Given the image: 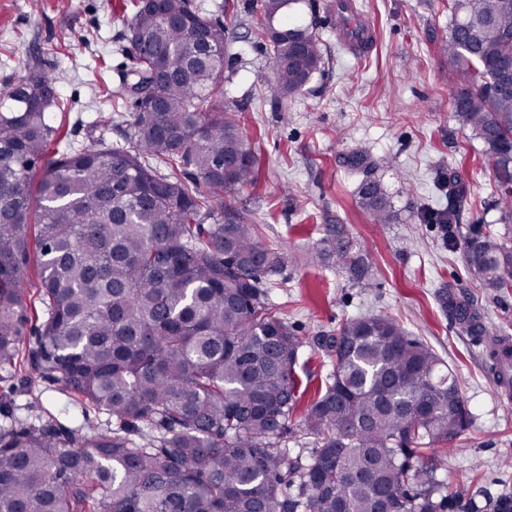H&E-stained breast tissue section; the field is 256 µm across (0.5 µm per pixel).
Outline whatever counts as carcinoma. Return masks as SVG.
Here are the masks:
<instances>
[{"label": "carcinoma", "instance_id": "carcinoma-1", "mask_svg": "<svg viewBox=\"0 0 512 512\" xmlns=\"http://www.w3.org/2000/svg\"><path fill=\"white\" fill-rule=\"evenodd\" d=\"M295 2L259 9L273 19ZM132 7L134 81L115 92L131 106L123 141L51 160L68 140L52 122L51 79L36 66L0 91V370L25 351L36 378L112 419L87 435L55 419L20 423L0 399V512H376L382 497L388 512H445L458 493L437 454L470 411L442 359L392 317L348 318L320 338L332 369L302 419L313 447H288L305 342L266 288L287 255L224 205L258 179L242 108H224L216 13L235 4ZM310 10V23L283 26L303 39L302 57L274 72V102L323 63ZM448 12L451 107L485 144L512 220V96L496 88L497 61L512 58V4L448 0ZM138 85L149 98H132ZM346 166L361 177L360 206L390 223L371 156L354 151ZM465 201L450 169L448 207L425 220L455 224ZM318 256L343 263L348 248L325 238ZM464 256L484 287L512 289L506 236L480 234Z\"/></svg>", "mask_w": 512, "mask_h": 512}]
</instances>
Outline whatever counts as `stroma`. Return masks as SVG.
Returning a JSON list of instances; mask_svg holds the SVG:
<instances>
[{"instance_id": "obj_1", "label": "stroma", "mask_w": 512, "mask_h": 512, "mask_svg": "<svg viewBox=\"0 0 512 512\" xmlns=\"http://www.w3.org/2000/svg\"><path fill=\"white\" fill-rule=\"evenodd\" d=\"M223 15L227 51L225 102L242 105L244 136L260 157L258 182L234 200L266 241L288 256L273 276L271 298L297 336L305 357L299 369L304 396L289 424L288 445L308 448L301 418L331 369L319 345L346 318L367 313L398 319L454 374L471 419L441 459V474L460 495L453 512H493L512 500V403L501 401L490 364L472 336L451 321L447 290L473 301L486 324L512 336V290L485 288L466 266V241L503 234L494 207V172L483 143L449 108L448 0H358L376 28L367 58L354 59L336 41L331 23L319 30L323 65L295 98L275 104L265 95L271 61L260 33V10L238 0ZM130 20L119 0H0V89L39 65L65 102L69 143L79 148L98 136L120 141L125 129L107 99L130 70ZM356 150L377 162L395 218L372 223L359 206V179L345 166ZM456 169L467 201L447 241L428 210L447 203L440 175ZM339 234L349 242L354 267L315 257L321 240ZM21 419L54 416L92 432L111 423L81 412L58 387L26 392L19 377L0 379Z\"/></svg>"}]
</instances>
